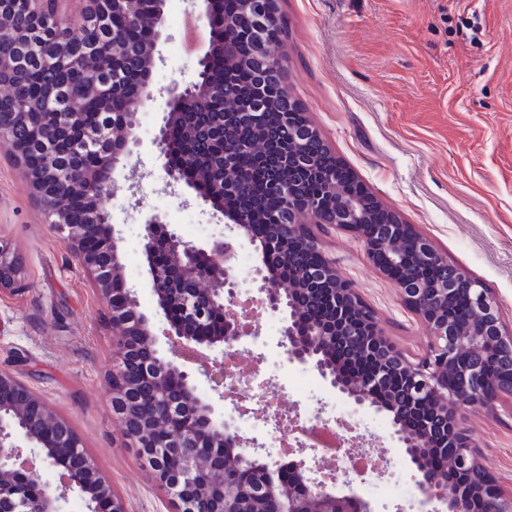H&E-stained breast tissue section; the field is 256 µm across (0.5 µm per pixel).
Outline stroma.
I'll use <instances>...</instances> for the list:
<instances>
[{
	"label": "stroma",
	"instance_id": "obj_1",
	"mask_svg": "<svg viewBox=\"0 0 512 512\" xmlns=\"http://www.w3.org/2000/svg\"><path fill=\"white\" fill-rule=\"evenodd\" d=\"M202 0H165V34L155 52V100L138 114L140 148L116 172L102 205L112 217L138 310L162 354L166 319L149 286L143 224L160 215L187 241L225 232L210 205L166 187L154 137L166 89L194 79L197 53L179 51L184 16ZM281 37L271 55L288 62L285 89L330 149L387 209L448 260L483 281L512 332V0H278ZM342 275L356 283L379 330L409 358L428 336L397 288L343 230L319 234ZM0 240L18 259L26 292L0 290V369L28 384L67 418L127 512H178L155 483L112 409L116 334L88 275L30 196L27 177L0 141ZM278 392L291 417L320 408L375 430L386 411L356 406L328 383ZM465 425L505 494H512V396L492 412L469 409ZM377 447L387 479H404L398 499L372 498L374 512H419L414 469L390 436Z\"/></svg>",
	"mask_w": 512,
	"mask_h": 512
}]
</instances>
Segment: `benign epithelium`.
<instances>
[{"mask_svg":"<svg viewBox=\"0 0 512 512\" xmlns=\"http://www.w3.org/2000/svg\"><path fill=\"white\" fill-rule=\"evenodd\" d=\"M20 3L44 24L62 29L65 20L54 10L53 0H0V44L7 46L18 37L5 13L6 5ZM83 21L98 22L103 17H120L136 23L142 15L144 0H106L108 9L99 12L101 0H86ZM258 3L259 16L249 13L232 15L216 25L235 27L251 21L259 37L257 46L266 50V32L278 26L277 0H247ZM164 2L151 12L152 41L147 44V65L135 94L124 104L121 120L113 122L112 113L103 114L104 124L87 130L72 141L68 153L59 145L69 134L80 112L76 105L55 114L49 126H34V138L44 154L43 169L28 168V144L17 140L10 126L0 124V139L11 144L14 162L28 170L32 193L50 223L63 234L69 253L93 279L105 303L108 319L120 330L119 360L113 369L114 398L112 407L121 428L141 452L157 448H179L175 464L165 472H152L154 481L181 506V512H197L198 499L210 500V512H251L252 500L261 495L271 497L274 512H374L371 504L354 489V480L319 477L302 459L289 462L290 476L269 463L261 469L263 479L256 485L235 476H224V460L234 458L237 472H251L262 457L246 450L247 443L232 424L224 420V411L201 399L193 378L181 360L185 354L203 349L232 350L243 336H257L255 320L238 309V285L232 277L234 245L224 238L204 244L184 241L158 215L149 216L144 225V252L148 259L150 288L164 311L172 340V357L166 358L155 348L152 331L137 310L134 290L127 287L121 274L115 229L111 215L101 206V198L117 191L115 178L123 158L140 146L134 134L139 106L155 100L150 90L153 54L163 37ZM122 39L112 30L105 48L95 54L61 55L71 68L98 73L104 56L121 59ZM218 55L234 64L237 55L220 33H215L208 50L197 60L195 80L173 83L167 89L165 115L154 140L166 175V184L183 191L215 211L224 214L241 236L254 242L247 228L251 216L235 207L231 189L236 185L237 156L242 150L263 154L265 143L259 138L233 140L223 126L210 132L221 146L220 168L208 178L197 179L194 134L188 133L179 162L172 160L170 129L181 122L192 104H216L224 99L220 88L210 83L207 66ZM320 138L307 123L296 140L294 153L288 155V167L301 168L304 140ZM90 155L93 165L79 158ZM352 177L338 163L324 174L326 199L304 203L296 196L293 183H276L288 209L289 221L280 225V233L261 244L263 257L278 254L291 260L287 245L304 251L316 261L315 267L300 285L282 288L274 274L262 276L256 298L263 309L287 315L280 345L288 360L313 366L341 394L358 406L366 404L389 413L392 438L402 449L406 461L418 473L417 490L425 512H471V497L479 493L484 512H512V496L501 491L497 480L482 464L474 450L473 439L461 425L459 411L477 406L493 410L499 397L512 394V366L494 383H489L483 368L486 351L497 346L512 351V336L502 331L496 299L484 284L448 263L431 242L414 232L399 215L364 191L366 215L355 208L336 204V176ZM81 193L92 205L80 218L69 212L68 200ZM321 228L346 229L363 244L372 264L390 277L399 289L403 303L417 314L430 335L426 355L419 361L409 360L390 339L380 334L374 314L357 290L344 279L336 261L321 250L318 238L304 225L301 215ZM409 250L429 265L445 268V275L433 285L415 276L398 278L391 272V256ZM21 282L18 265L7 246L0 243V288H16ZM465 286L470 310L465 327L448 321L441 306ZM210 320L224 325L218 336H202L198 327ZM138 341L144 348L143 374L154 386V413L141 415L130 403L120 400L133 390L122 373L131 363V346ZM349 356L367 361L370 366L358 379L345 374L338 364ZM211 390L224 398V362L214 361L206 371ZM419 410L423 419L413 420ZM192 417L194 425L181 434H168L169 422L181 415ZM210 435L212 444L199 453L194 450L198 432ZM455 441L453 454L445 459V472L433 470L426 461L429 444L437 438ZM29 448L23 456L21 447ZM57 471L65 490L77 494L88 512H127L123 500L112 485L99 474L89 459L71 423L55 414L33 391L13 374L0 370V512H63L65 495L55 493L42 480L38 465Z\"/></svg>","mask_w":512,"mask_h":512,"instance_id":"7a95c632","label":"benign epithelium"}]
</instances>
